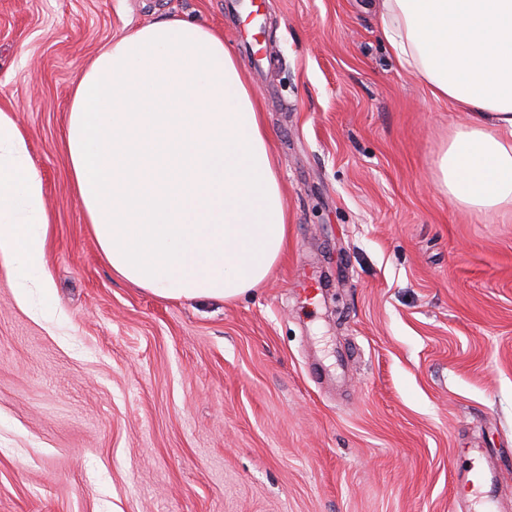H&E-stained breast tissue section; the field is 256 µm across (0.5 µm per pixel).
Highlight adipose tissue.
<instances>
[{
	"label": "adipose tissue",
	"mask_w": 512,
	"mask_h": 512,
	"mask_svg": "<svg viewBox=\"0 0 512 512\" xmlns=\"http://www.w3.org/2000/svg\"><path fill=\"white\" fill-rule=\"evenodd\" d=\"M383 43L465 120L436 165L464 210L512 209V0H380ZM64 149L114 276L168 300L233 301L284 253L269 134L222 35L172 17L102 51L75 84ZM50 215L12 109L0 108V262L50 292Z\"/></svg>",
	"instance_id": "ef3b65f1"
}]
</instances>
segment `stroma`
I'll return each mask as SVG.
<instances>
[{"instance_id":"stroma-1","label":"stroma","mask_w":512,"mask_h":512,"mask_svg":"<svg viewBox=\"0 0 512 512\" xmlns=\"http://www.w3.org/2000/svg\"><path fill=\"white\" fill-rule=\"evenodd\" d=\"M0 0V103L51 216L52 313L0 266V512H464L512 463V218L438 190L460 122L367 0ZM219 30L271 137L288 251L224 303L112 274L62 148L99 50ZM498 468L495 466H491L486 469L484 467L470 469L466 472L459 473L456 478V484L464 485L471 491H476L478 489H484L481 493L482 497L477 502L482 504V511H476L473 509L472 503L471 506L466 510L470 512H499L501 509V502L499 501L496 495V489L498 485Z\"/></svg>"}]
</instances>
